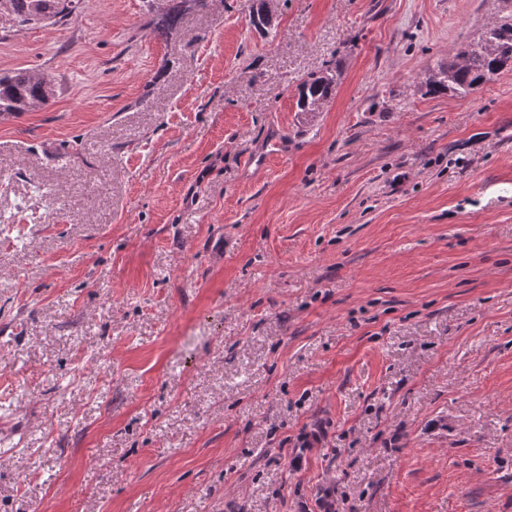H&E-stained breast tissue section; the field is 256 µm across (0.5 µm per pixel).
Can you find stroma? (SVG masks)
Here are the masks:
<instances>
[{"label": "stroma", "mask_w": 512, "mask_h": 512, "mask_svg": "<svg viewBox=\"0 0 512 512\" xmlns=\"http://www.w3.org/2000/svg\"><path fill=\"white\" fill-rule=\"evenodd\" d=\"M252 2L0 29V512H512V0ZM160 2L167 4L160 10L162 12L155 23V30L161 36H167L176 28L183 7L188 4V6L193 5L202 9L206 7L208 0H161ZM483 39L491 43V50L477 52L472 49L473 45H468L456 61L431 71L425 77L426 87L433 92L451 91L467 96L504 68H512V15L495 21L483 32L479 42ZM461 56L462 64L459 62ZM57 92L56 79L40 70L0 74V118L47 107ZM337 75H311L299 87L297 107L302 112H318L331 97L337 85Z\"/></svg>", "instance_id": "stroma-1"}]
</instances>
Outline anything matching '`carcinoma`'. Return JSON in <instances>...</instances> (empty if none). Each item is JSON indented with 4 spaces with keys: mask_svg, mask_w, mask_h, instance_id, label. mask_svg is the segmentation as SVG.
Instances as JSON below:
<instances>
[{
    "mask_svg": "<svg viewBox=\"0 0 512 512\" xmlns=\"http://www.w3.org/2000/svg\"><path fill=\"white\" fill-rule=\"evenodd\" d=\"M165 3L155 23L158 34L166 36L176 28L180 11L187 5L204 8L208 0H161ZM76 0H0V24L26 27L41 23H59L72 14ZM482 39L491 49L477 52L467 46L460 52L462 61H451L425 77L433 92L451 91L460 96L474 93L512 61V15L499 18L487 28ZM337 76L312 75L299 87L297 107L301 112H317L331 97ZM57 92L56 79L40 70H20L0 74V118L17 117L47 107Z\"/></svg>",
    "mask_w": 512,
    "mask_h": 512,
    "instance_id": "obj_1",
    "label": "carcinoma"
}]
</instances>
